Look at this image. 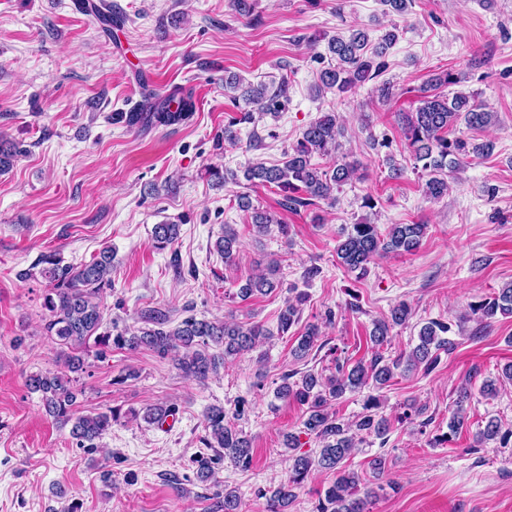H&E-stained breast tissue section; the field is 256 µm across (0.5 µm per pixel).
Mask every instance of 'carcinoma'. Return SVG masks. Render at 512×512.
I'll use <instances>...</instances> for the list:
<instances>
[{
	"label": "carcinoma",
	"mask_w": 512,
	"mask_h": 512,
	"mask_svg": "<svg viewBox=\"0 0 512 512\" xmlns=\"http://www.w3.org/2000/svg\"><path fill=\"white\" fill-rule=\"evenodd\" d=\"M397 40L395 31L388 30L373 46L362 29H352L347 35H336L328 41V52L336 64L320 71L318 90H334L344 93L384 73L385 57ZM456 83L451 73L436 74L421 89L419 105L412 112L400 113L402 130L414 160L413 169L421 170L425 177L424 194L432 200L448 195V176L460 168L461 160L471 153L488 155L494 149L491 142L468 146L459 137L448 138L449 129L464 122L469 129H485L495 123L497 116L476 100V94L456 92L452 95L443 88ZM225 92L233 100L241 99L255 105L262 112L276 110L288 100V85L279 84L274 90L260 83L256 86L243 84L237 79H227ZM195 111L191 94L180 87L165 95L149 90L144 93L143 111L125 114L126 125L171 126L188 121ZM343 135L336 113L323 112L303 131L301 139L288 151V160L281 166L268 167L262 163L243 170L246 182L256 185L275 186L285 192L284 206L295 210L312 204L315 200H329L333 193L353 180L355 165L344 162L322 168L312 163V157L330 156L339 146ZM279 224L270 213L256 209L252 215L255 231L264 234L268 226ZM426 224H393L387 232L368 217L347 227L336 246V257L340 265L350 272H367V264L379 253L415 251L426 234ZM154 240L163 249L173 244L180 235L178 224H157L153 229ZM217 252L229 262L237 251V235L233 228L224 226V234L215 241ZM113 250L103 247L91 261L79 265H63L53 254H43L38 260L42 265L40 275L47 280L49 289L44 296L45 335L59 349L62 371H45L32 374L27 387L41 394L46 413L61 426H70V436L79 448L89 451L98 449L97 440L120 419V411L76 414L79 390V375L86 372L84 348L88 343L96 347V357L104 358L112 348L137 350L146 348L161 358L176 353L175 363L185 376L198 380L206 379L218 371L229 356L252 350L259 342L272 338V333L260 323L242 324L229 321H210L193 316L182 320L177 326L168 327V317L160 314L145 319V325L127 329L116 335L102 329L101 293L111 284ZM282 286L279 261L268 263L266 272L252 276L239 289V298L247 300L254 295H267ZM306 295L298 293L284 301L278 316V331L288 332L299 323L301 305ZM473 314L485 324H491L499 316H512V283L506 284L498 295L483 298L470 305ZM412 316L409 305L401 301L389 311V316L374 323L369 339L374 354L369 363L357 362L352 367L336 363V372L323 377L310 370L294 379L295 373L282 377L277 389L280 398L292 397L307 406L304 428L322 444L317 456L300 454L291 456V472L288 481L271 491L261 492L269 506V512H283V508L296 498L312 469L320 468L336 474L334 482L319 499L317 512H369L371 499L376 497L372 489H358L359 476L343 467V462L363 443V435L385 439L390 430L389 420L379 412V398L369 395L363 404V412L350 423L338 420L327 410L328 402L343 398L348 392L365 387L382 388L394 378L401 360L387 359L382 353L390 342L391 331L396 326L409 323ZM452 324L431 320L418 331L419 343L408 356L406 369L419 366L424 373L432 372L440 361V351L449 350L453 342L447 338ZM319 341V328L309 324L298 337L294 356L303 359L309 355ZM223 346L219 355L209 352L210 344ZM469 392L460 393L456 409L448 421V429L456 433L465 424L463 403ZM170 406H149L132 417H141L149 424L163 425L174 415ZM205 430L210 439L209 448L224 449V456L242 468L252 460L251 439L236 430L226 421L224 408L213 406L204 414ZM476 441L499 442V447L512 445V429H505L499 420L487 421L484 429L476 435ZM197 465L196 478L201 482H214L213 458L203 454L194 460ZM217 508L222 512H240V496L236 491L217 494Z\"/></svg>",
	"instance_id": "cac0c4a2"
}]
</instances>
